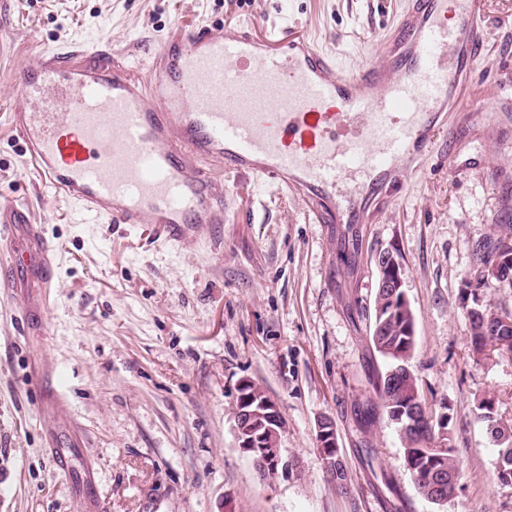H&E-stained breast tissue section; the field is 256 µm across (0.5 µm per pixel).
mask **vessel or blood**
<instances>
[{
    "mask_svg": "<svg viewBox=\"0 0 512 512\" xmlns=\"http://www.w3.org/2000/svg\"><path fill=\"white\" fill-rule=\"evenodd\" d=\"M484 28V0H408L378 51L343 69L303 30L193 27L162 42L144 79L104 40L41 49L16 73L8 125L27 176L53 196L113 224L155 225L174 246L223 223L218 172L286 188L318 223L359 224L434 149ZM0 245L15 254L0 284L33 319L50 298V243L11 206Z\"/></svg>",
    "mask_w": 512,
    "mask_h": 512,
    "instance_id": "b4317fda",
    "label": "vessel or blood"
}]
</instances>
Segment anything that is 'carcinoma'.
Segmentation results:
<instances>
[{"instance_id": "cac0c4a2", "label": "carcinoma", "mask_w": 512, "mask_h": 512, "mask_svg": "<svg viewBox=\"0 0 512 512\" xmlns=\"http://www.w3.org/2000/svg\"><path fill=\"white\" fill-rule=\"evenodd\" d=\"M503 245L511 248L512 237L490 238L478 245L480 264L491 265L494 251ZM497 316L499 313L490 310L482 318L469 320L472 344L478 352L490 345L512 354V342L505 344L495 334ZM371 341L376 351L389 361L388 368L375 383L376 406L384 411L400 434L407 469L419 494L427 500L441 490L453 496V479L463 475V466L452 445V435L438 437L439 429H449L448 405L442 403L439 411L424 414L421 404L426 399L417 378L405 368L416 344L415 324L408 309L399 303L395 305L375 298ZM257 433L260 437L256 447L247 452L265 461L268 449L276 447V441L263 425L257 427ZM494 469L500 482L512 484V426L500 431Z\"/></svg>"}]
</instances>
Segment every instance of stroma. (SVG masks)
<instances>
[{
    "label": "stroma",
    "mask_w": 512,
    "mask_h": 512,
    "mask_svg": "<svg viewBox=\"0 0 512 512\" xmlns=\"http://www.w3.org/2000/svg\"><path fill=\"white\" fill-rule=\"evenodd\" d=\"M404 0H0V206L28 201L54 252L42 333L27 335L0 288V512H512L497 448L477 418L489 398L512 425V355L476 354L461 287L475 247L512 227V0H485L486 56L417 173L362 224H317L284 189L243 176L224 221L173 247L151 224L94 221L24 176L6 124L17 70L39 47L107 38L148 71L159 45L200 26L258 33L298 21L341 65L365 62ZM484 113L473 123L470 111ZM401 262L415 318L411 363L431 405L448 404L463 466L455 496L423 498L385 415L361 419L385 362L370 338L379 251ZM42 367L62 392L43 408ZM278 405L287 472L261 476L240 451L241 381ZM330 418L349 492L327 483L317 425ZM95 483L75 497L85 470Z\"/></svg>",
    "instance_id": "stroma-1"
}]
</instances>
